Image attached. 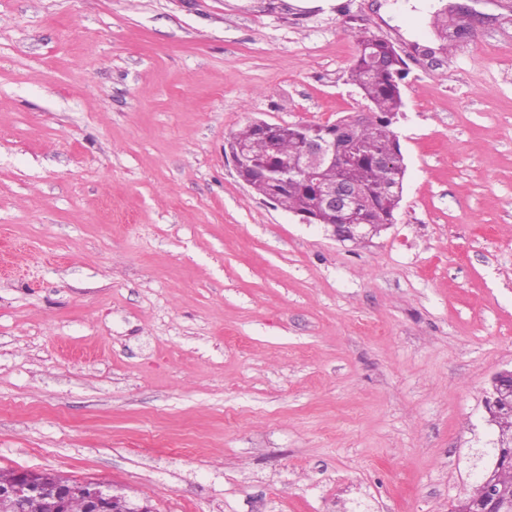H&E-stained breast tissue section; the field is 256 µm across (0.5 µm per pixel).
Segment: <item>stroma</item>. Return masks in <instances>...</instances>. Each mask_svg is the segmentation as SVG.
<instances>
[{
  "label": "stroma",
  "instance_id": "obj_1",
  "mask_svg": "<svg viewBox=\"0 0 512 512\" xmlns=\"http://www.w3.org/2000/svg\"><path fill=\"white\" fill-rule=\"evenodd\" d=\"M0 0V470L152 512H451L512 368V0ZM403 52L397 221L340 242L238 178L255 120ZM512 369L498 372L492 380V394L487 399L490 414H496L502 407L512 408Z\"/></svg>",
  "mask_w": 512,
  "mask_h": 512
}]
</instances>
